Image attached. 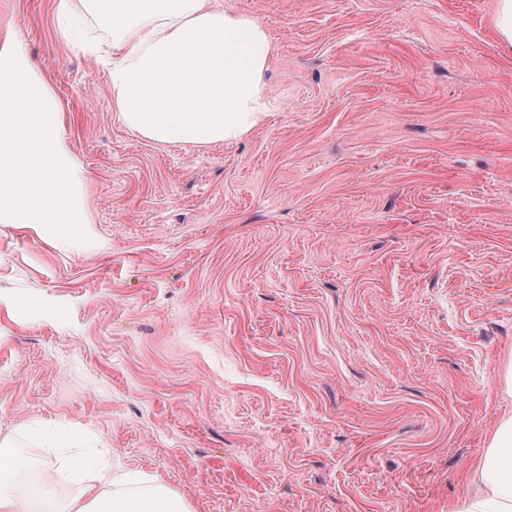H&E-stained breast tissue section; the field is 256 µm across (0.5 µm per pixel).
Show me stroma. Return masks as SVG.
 Wrapping results in <instances>:
<instances>
[{
	"label": "stroma",
	"mask_w": 512,
	"mask_h": 512,
	"mask_svg": "<svg viewBox=\"0 0 512 512\" xmlns=\"http://www.w3.org/2000/svg\"><path fill=\"white\" fill-rule=\"evenodd\" d=\"M273 108L128 131L58 0H0L64 108L85 241L0 224V439L78 431L190 512H450L512 400V50L497 0H220Z\"/></svg>",
	"instance_id": "35a3bbf8"
}]
</instances>
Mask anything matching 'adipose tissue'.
<instances>
[{"instance_id":"adipose-tissue-1","label":"adipose tissue","mask_w":512,"mask_h":512,"mask_svg":"<svg viewBox=\"0 0 512 512\" xmlns=\"http://www.w3.org/2000/svg\"><path fill=\"white\" fill-rule=\"evenodd\" d=\"M98 13L112 27L106 44L85 42L72 17ZM57 32L101 62L112 109L140 137L162 144L209 146L256 128L268 112L265 72L274 54L267 31L218 0H60ZM103 453L80 454L41 473L25 490L16 478L29 458L0 447V512H189L159 478L104 469ZM81 490L60 503V479ZM452 512H512V411L504 412Z\"/></svg>"}]
</instances>
